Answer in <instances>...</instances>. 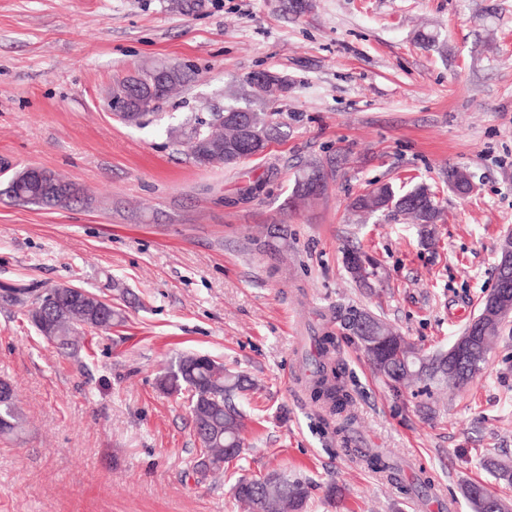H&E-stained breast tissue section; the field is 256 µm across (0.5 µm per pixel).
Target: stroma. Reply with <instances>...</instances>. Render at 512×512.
Listing matches in <instances>:
<instances>
[{"mask_svg":"<svg viewBox=\"0 0 512 512\" xmlns=\"http://www.w3.org/2000/svg\"><path fill=\"white\" fill-rule=\"evenodd\" d=\"M437 34L423 46L420 33ZM146 66L192 74L144 125L115 117L112 85ZM256 71L287 76L286 135L234 167L200 168L168 127L223 105ZM335 176L313 206L289 204L299 169ZM476 185L456 195L446 167ZM41 167L76 183L70 207L12 201ZM267 178L238 200L241 173ZM377 183L429 186L444 220L426 243L403 217L354 215ZM512 233V0H0V285L70 284L121 309L123 326L58 354L0 305V378L24 414L0 438V512H244L243 475L309 479L305 512H416L422 501L352 461L336 421L297 379L314 337L333 336L358 447L419 465L447 512L461 488L512 485V323L475 383L428 396L392 388L344 326L380 316L423 350L448 348L477 313ZM379 278L357 284L349 248ZM210 356L257 388L243 401L240 462L189 476L199 453L187 393L157 386L162 365Z\"/></svg>","mask_w":512,"mask_h":512,"instance_id":"stroma-1","label":"stroma"}]
</instances>
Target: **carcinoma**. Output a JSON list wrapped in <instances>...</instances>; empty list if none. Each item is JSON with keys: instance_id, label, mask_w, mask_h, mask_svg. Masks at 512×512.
<instances>
[{"instance_id": "carcinoma-1", "label": "carcinoma", "mask_w": 512, "mask_h": 512, "mask_svg": "<svg viewBox=\"0 0 512 512\" xmlns=\"http://www.w3.org/2000/svg\"><path fill=\"white\" fill-rule=\"evenodd\" d=\"M168 82L155 87L154 94L141 100L140 116H148L157 109L158 103L168 98L174 91L189 84L192 75L171 68ZM265 72L248 74L244 83L247 95L244 100L259 102V115L265 122L258 127L259 138L263 146L286 136L285 123L279 120L280 113L275 108L276 101L268 98L261 82ZM235 104L224 105V123L215 126V113L205 116L198 114L187 117L180 125L169 128L170 138L177 143H187L191 157H196L201 142L213 139L226 146L238 141L240 130L234 121ZM334 172L332 168L323 169L317 180H312L309 166H304L294 180L291 200H306L311 185H317L319 193H324L328 179ZM61 185L62 193L48 198H36L33 204L55 207L68 206L80 198V188L76 183L55 176ZM352 211L358 213L387 212L407 217L417 224L421 238L427 242L434 236V225L442 218V211L436 195L426 185L398 192L392 185L383 183L367 192L354 197L349 204ZM345 264L353 280L366 284L376 276L372 261L361 251L352 249L346 253ZM40 295L24 284L3 285L0 287V303L17 307L28 317L40 314L37 307ZM124 321L121 311L109 308L108 313L98 315V308L89 301L82 304L67 303L56 309L52 322L55 341L52 346L59 352L75 356L80 346L75 340L78 330L110 332L112 327ZM375 324L382 337V343L367 353L375 371L392 386L412 379L422 384L426 392L445 387L463 388L473 382L483 371L487 358H482L479 367L468 371V376L457 381L448 380L447 361L444 352L427 353L423 349L406 341L400 333L392 330L380 318L364 311L350 313L346 326L354 335H359L360 324ZM334 341L329 335L317 338L316 355L312 359L314 378L309 389L314 401L319 402L331 414L341 420L336 432L345 431L351 421L350 406L352 396L344 382V370L334 357ZM157 383L166 394L188 391L190 409L195 434L200 442L199 455L191 467L192 474L200 479L210 474L224 471V465L239 459L243 448V429L245 416L238 408L236 400L254 388V383L242 374L224 370V366L208 356L194 353L180 356L168 364L158 375ZM25 419L17 406L15 396L0 403V437H15L24 428ZM362 458L375 472L387 474L390 481L397 480V462L387 459L379 453L365 454L357 448L349 449ZM462 493L475 512L484 501L495 500L502 512H512L507 501L489 491L484 485L469 483L464 485ZM234 497L245 503L250 512H302L310 498V484L302 479H290L284 474L274 473L263 478L242 475L233 486Z\"/></svg>"}]
</instances>
